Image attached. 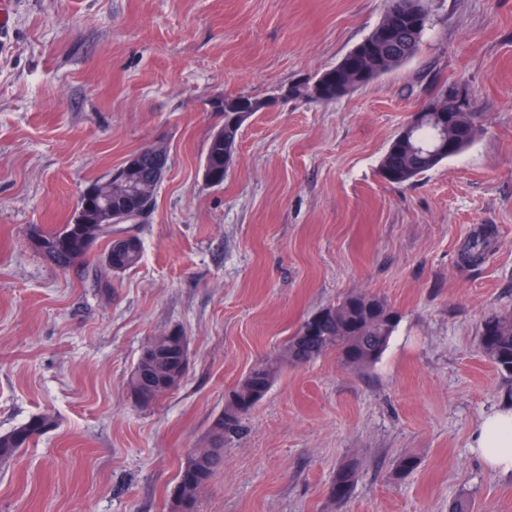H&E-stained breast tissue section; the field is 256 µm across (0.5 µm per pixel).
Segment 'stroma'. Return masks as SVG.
<instances>
[{
    "label": "stroma",
    "mask_w": 512,
    "mask_h": 512,
    "mask_svg": "<svg viewBox=\"0 0 512 512\" xmlns=\"http://www.w3.org/2000/svg\"><path fill=\"white\" fill-rule=\"evenodd\" d=\"M386 0H12L0 36V434L57 426L0 465V512H170L181 467L234 385L321 308L353 291L400 315L377 363L288 364L225 440L198 512H512V475L472 436L512 402L478 346L512 314V0H425L415 56L325 104L285 96L381 21ZM465 94L481 131L406 184L379 162L408 116ZM273 100L240 131L223 185L204 149L215 100ZM164 141L171 167L142 223L139 267L56 272L29 226L68 223L91 181ZM493 227L482 264L461 254ZM182 331L178 389L135 405L127 376ZM413 458L412 471L400 470ZM357 466L348 499L337 469ZM357 467L353 463H347L336 473L330 486V496L333 499L343 501L347 499L356 479Z\"/></svg>",
    "instance_id": "35a3bbf8"
}]
</instances>
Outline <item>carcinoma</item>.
I'll return each instance as SVG.
<instances>
[{"instance_id":"obj_1","label":"carcinoma","mask_w":512,"mask_h":512,"mask_svg":"<svg viewBox=\"0 0 512 512\" xmlns=\"http://www.w3.org/2000/svg\"><path fill=\"white\" fill-rule=\"evenodd\" d=\"M424 13L423 0H387L380 26L392 31L388 41L376 38L372 30L359 43L369 56L366 72H349L341 64L324 71L318 78L326 82L323 95L317 100L332 103L356 88L366 86L379 76L408 61L417 51L423 31L413 30V12ZM237 95L224 96V130L213 131L207 139L204 157V176L213 186L224 183V176L234 163L240 131L246 117H239L230 109L229 102ZM448 107V91L431 98L422 107V124L418 127L404 125L380 160L381 177L390 184H403L415 180L448 160L446 155H436L433 150L439 138L451 136L457 142L454 155L464 152L474 141L480 127L473 113L468 111L442 114L432 111L437 106ZM142 178L152 186L149 198L139 201L136 194L114 185L112 178L90 182L80 194L76 211L67 224L57 228H34L31 237L37 239L32 247L59 271L66 272L83 261L92 245L101 238H113L128 230L112 223V214L141 211L153 203L159 182L154 180L153 158L142 163ZM134 247L125 253L121 266L112 270L120 274L139 266L143 257V242L136 234ZM489 236L482 235L470 241L464 260L475 265L484 260ZM321 317L314 336L305 337L304 326H299L283 346L282 354L268 358L250 369L247 375L225 397L222 422L217 430H210L211 438L219 442L213 453L204 454V471L191 494L198 502L200 493L207 486L222 463L224 439L240 433L243 420L264 398L281 372L282 365L306 363L334 351L347 366L366 368L375 363L384 352L398 323L399 313L381 297L367 293L351 292L336 304L316 312ZM155 352L152 357H139L127 378L130 394L142 397L141 406L154 405L163 391L159 390L161 378L178 369L187 361L188 342L178 330L152 338ZM478 345L498 370L512 374V316L489 313L481 322ZM56 426L55 418L46 413L33 416L26 423L0 434V463L10 461L21 449ZM357 467L347 463L336 473L330 486V496L336 500L347 499L356 479Z\"/></svg>"}]
</instances>
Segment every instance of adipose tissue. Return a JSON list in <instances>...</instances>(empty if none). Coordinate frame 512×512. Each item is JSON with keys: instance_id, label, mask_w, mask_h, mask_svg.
Segmentation results:
<instances>
[{"instance_id": "adipose-tissue-1", "label": "adipose tissue", "mask_w": 512, "mask_h": 512, "mask_svg": "<svg viewBox=\"0 0 512 512\" xmlns=\"http://www.w3.org/2000/svg\"><path fill=\"white\" fill-rule=\"evenodd\" d=\"M472 450L491 471L512 475V406L484 418L473 437Z\"/></svg>"}]
</instances>
